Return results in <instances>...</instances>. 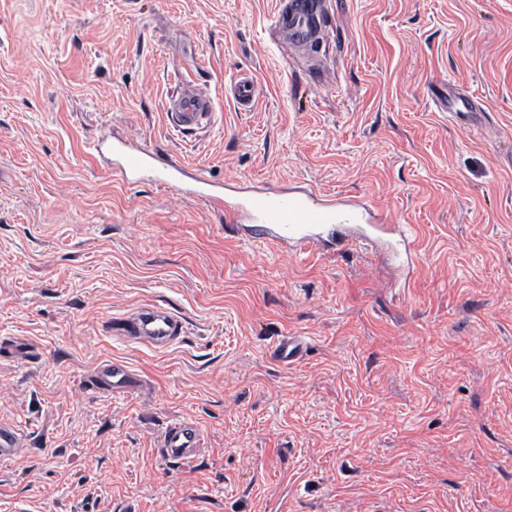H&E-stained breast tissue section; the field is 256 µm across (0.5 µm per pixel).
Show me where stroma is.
<instances>
[{
	"mask_svg": "<svg viewBox=\"0 0 512 512\" xmlns=\"http://www.w3.org/2000/svg\"><path fill=\"white\" fill-rule=\"evenodd\" d=\"M276 7L0 0V422L27 439L0 512H512V0H324L311 46L277 41ZM244 71L248 112L224 98ZM190 89L215 116L181 135ZM128 136L215 183L366 198L421 265L232 238L113 177L92 147ZM148 302L177 344L114 339ZM114 357L138 388L91 385ZM183 418L204 450L174 465L155 443ZM304 342L298 336H283L272 350L274 358L288 364L298 361L303 354Z\"/></svg>",
	"mask_w": 512,
	"mask_h": 512,
	"instance_id": "stroma-1",
	"label": "stroma"
}]
</instances>
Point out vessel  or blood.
Here are the masks:
<instances>
[{
    "label": "vessel or blood",
    "mask_w": 512,
    "mask_h": 512,
    "mask_svg": "<svg viewBox=\"0 0 512 512\" xmlns=\"http://www.w3.org/2000/svg\"><path fill=\"white\" fill-rule=\"evenodd\" d=\"M320 7L321 0H279L275 24L287 29L291 42L311 40ZM257 92L254 76L244 72L224 95L238 109L247 111L253 107ZM167 118L176 131L191 132L211 123L213 102L206 97L185 95L171 103ZM144 172L151 173L153 182L173 188L177 195H190L223 210L233 234H240L248 224L261 225L268 243L281 252L300 254L326 239L343 246H368L390 240L402 263H412L418 256L414 234L407 225L392 223L379 208L362 198L324 195L310 187H220L201 174H189L180 162L160 157L135 139L113 143V176L132 185ZM115 328L123 342L163 350L183 335L185 324L163 305L147 303L117 319ZM303 348L300 337L285 336L276 342L272 355L280 362L293 363L301 358ZM90 382L101 391L118 394L135 388L138 379L125 361L112 359L95 368ZM23 442L16 426L0 424L1 461L14 459ZM202 446L201 427L187 419L167 425L157 440L158 454L172 463L195 461Z\"/></svg>",
    "instance_id": "vessel-or-blood-1"
}]
</instances>
